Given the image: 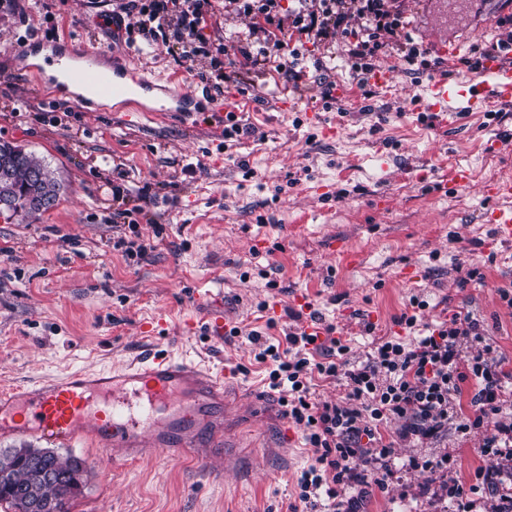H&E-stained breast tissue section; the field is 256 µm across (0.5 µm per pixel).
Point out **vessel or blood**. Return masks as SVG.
Listing matches in <instances>:
<instances>
[{"mask_svg":"<svg viewBox=\"0 0 512 512\" xmlns=\"http://www.w3.org/2000/svg\"><path fill=\"white\" fill-rule=\"evenodd\" d=\"M42 51L47 65L62 74L66 84L94 97L131 98L155 87L145 76L131 80L124 71L102 68L99 52H90L75 64L60 47L44 41L23 51L21 65ZM481 75L489 93L477 95L463 86L432 80L426 88L430 109L450 116L483 111L492 100L512 101V70L487 59ZM195 104V91L172 88L161 110L188 113ZM484 221L493 225L495 240H512L511 207L487 208ZM227 404L222 377L168 354L147 355L134 367L77 370L57 380L1 392L0 436L69 444L85 439L104 451L120 449L127 458L139 448L187 454L200 447L213 449L220 457L234 444L223 430Z\"/></svg>","mask_w":512,"mask_h":512,"instance_id":"obj_1","label":"vessel or blood"}]
</instances>
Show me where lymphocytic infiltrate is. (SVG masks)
Here are the masks:
<instances>
[{"label": "lymphocytic infiltrate", "mask_w": 512, "mask_h": 512, "mask_svg": "<svg viewBox=\"0 0 512 512\" xmlns=\"http://www.w3.org/2000/svg\"><path fill=\"white\" fill-rule=\"evenodd\" d=\"M280 0H224L263 19L268 25L270 48L263 62L277 70L293 68L289 44L277 26ZM318 14L297 15L298 33L316 43L332 40L349 17L362 21V39L349 43L350 57H364L367 48L400 49L403 21L387 0H321ZM209 0H125L121 13L103 15L104 26L122 24L136 17L139 32L155 21H173L175 40L191 37L204 42L205 8ZM335 326L325 328L324 340H316L303 328L286 335L285 346L260 345L256 358L271 362L270 390L281 392L284 414L305 432L314 453L313 462L298 479L304 512H359L356 490L384 488L392 473V443L380 427L389 420L404 423V435L421 439L438 437L457 420L460 432L494 426L481 451L512 458V393L507 384L512 371L494 360L485 332L470 315L455 313L448 322L429 329L409 344L379 338L365 363L346 358L348 347L335 336ZM477 343L481 349L467 366H460V348ZM344 381L342 400L316 401L310 393L314 378ZM472 383L469 404H462V386Z\"/></svg>", "instance_id": "f902f5d3"}]
</instances>
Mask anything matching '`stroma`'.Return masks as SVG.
Instances as JSON below:
<instances>
[{"instance_id":"35a3bbf8","label":"stroma","mask_w":512,"mask_h":512,"mask_svg":"<svg viewBox=\"0 0 512 512\" xmlns=\"http://www.w3.org/2000/svg\"><path fill=\"white\" fill-rule=\"evenodd\" d=\"M118 3L19 0L17 12L0 11V140L32 153L64 186L47 212L0 215V249L10 253L0 260V386L169 350L231 371L225 414L241 447L224 460L207 448L181 458L155 449L116 464L96 447L55 445L91 466L71 512H290L313 450L301 435L284 442L290 422L247 334L284 341L299 295L335 324L350 362L366 361L380 336L411 342L413 332L395 322L402 313L433 326L461 311L512 369V309L497 293L512 285V244L493 245L482 196L488 182L512 178V103L447 121L428 118L423 99L434 78L478 79L471 64L512 32V9L477 0L462 23L442 27L433 0H394L417 55L372 57L393 74L378 87L360 85V62L341 36L318 46L292 37V77L270 64L245 65L244 53L259 52L264 35L224 0H211L208 53L192 61L169 47L168 28L150 45L137 32L110 35L99 14ZM48 32L73 57L108 51L148 77L176 74L182 87L206 86L256 133L218 140L202 112L73 107L17 60ZM461 37L465 52L437 65L432 44ZM214 57L224 77L202 82ZM331 83L344 87L333 99ZM325 122L338 135L325 136ZM459 163L472 172L462 188L448 180ZM130 219L151 245L144 256L113 247ZM338 239L350 257L331 250ZM213 299L240 335L217 340L202 327L184 334V321L202 318ZM161 311L167 328L145 337V322ZM382 432L395 444L393 475L384 490L364 495L362 512H455L449 485L473 483L478 471L512 485V459L479 452L488 429L452 428L421 441L402 437L392 420ZM440 458L448 465L433 473L412 466Z\"/></svg>"}]
</instances>
